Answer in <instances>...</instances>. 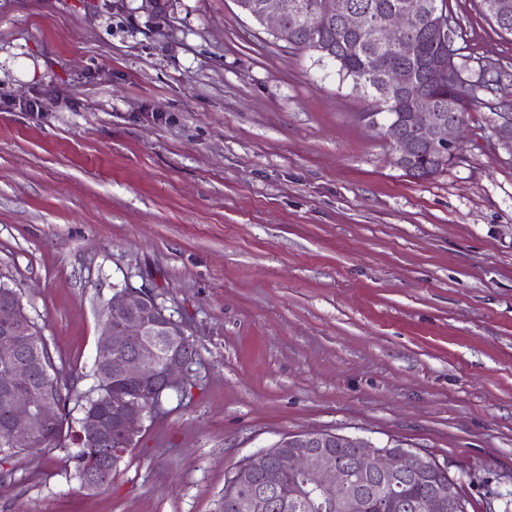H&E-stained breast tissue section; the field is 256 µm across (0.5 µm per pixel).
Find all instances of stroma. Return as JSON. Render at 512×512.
<instances>
[{"instance_id": "stroma-1", "label": "stroma", "mask_w": 512, "mask_h": 512, "mask_svg": "<svg viewBox=\"0 0 512 512\" xmlns=\"http://www.w3.org/2000/svg\"><path fill=\"white\" fill-rule=\"evenodd\" d=\"M448 12L456 52L512 76L478 0ZM475 95L417 181L335 62L235 0H0V281L72 417L114 288H155L198 351L107 486L22 455L0 512H219L233 467L308 430L421 449L468 512H512V149L488 109L512 84Z\"/></svg>"}]
</instances>
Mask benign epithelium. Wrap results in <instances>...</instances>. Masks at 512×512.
<instances>
[{
    "mask_svg": "<svg viewBox=\"0 0 512 512\" xmlns=\"http://www.w3.org/2000/svg\"><path fill=\"white\" fill-rule=\"evenodd\" d=\"M319 9L324 16L342 21L352 33L360 32L368 24L366 15L349 0H322ZM419 13V3L408 0L381 16L372 25L379 46L398 47ZM254 18L261 25H270L277 38L295 39L296 30L285 25L280 7H269ZM429 67L452 88L490 85L496 79L493 63H482L476 69L464 68L458 65L456 52L451 49L448 55L432 59ZM384 79L399 92L412 84L411 71L404 67L384 70ZM420 97V103L405 109V124L390 119L375 126L387 134L395 150V163L402 169L408 168L420 142L440 153L445 150L452 153L456 148V134L461 125L457 107L450 106L448 111L440 112L430 104L426 90H421ZM491 122L498 140L511 145L512 114L500 112ZM4 304L12 310L13 321L0 328V405L9 424L8 445L29 448L34 435L56 420L58 410L46 397L17 392V386L33 380L45 370V364L32 355L20 356L26 336L31 334L29 323L17 315L22 306L20 296L7 293ZM106 307L113 320L103 325L93 363L95 379H119L140 385L151 394L145 404L136 393L118 389L112 392L109 408L83 410L75 443L86 449L89 467L84 475V487L89 492L101 487L99 462L120 454V449L109 448L112 427H117L127 442L137 444L145 421L159 410L164 397L183 391L195 360L193 355L176 357L166 361L161 369H153L160 349L177 344L174 329L180 327V321L159 302L154 289L130 284L115 288ZM276 447L288 449V470L297 477L288 493L291 509L313 497L336 512H400L404 509L403 478L435 476L437 481L423 496L424 512L461 510L457 479L449 474L446 466L418 448L405 451L391 441L378 446L363 437L316 430L288 435ZM233 473L245 480L254 479L259 486L242 504V509L272 512V495L281 489L284 472L269 462V454L262 452L248 457L233 468Z\"/></svg>",
    "mask_w": 512,
    "mask_h": 512,
    "instance_id": "1",
    "label": "benign epithelium"
}]
</instances>
